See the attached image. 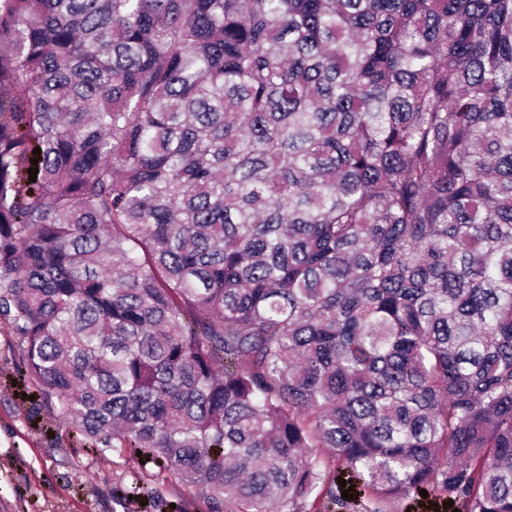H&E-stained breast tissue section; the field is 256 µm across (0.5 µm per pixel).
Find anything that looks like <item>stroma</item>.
<instances>
[{
  "instance_id": "obj_1",
  "label": "stroma",
  "mask_w": 512,
  "mask_h": 512,
  "mask_svg": "<svg viewBox=\"0 0 512 512\" xmlns=\"http://www.w3.org/2000/svg\"><path fill=\"white\" fill-rule=\"evenodd\" d=\"M21 366L22 346L0 321V512H224L156 467L96 453ZM135 481L144 491L133 501Z\"/></svg>"
}]
</instances>
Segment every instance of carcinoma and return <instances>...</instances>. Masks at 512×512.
I'll return each instance as SVG.
<instances>
[{
    "label": "carcinoma",
    "instance_id": "carcinoma-1",
    "mask_svg": "<svg viewBox=\"0 0 512 512\" xmlns=\"http://www.w3.org/2000/svg\"><path fill=\"white\" fill-rule=\"evenodd\" d=\"M0 320L228 512H512V0H0Z\"/></svg>",
    "mask_w": 512,
    "mask_h": 512
}]
</instances>
